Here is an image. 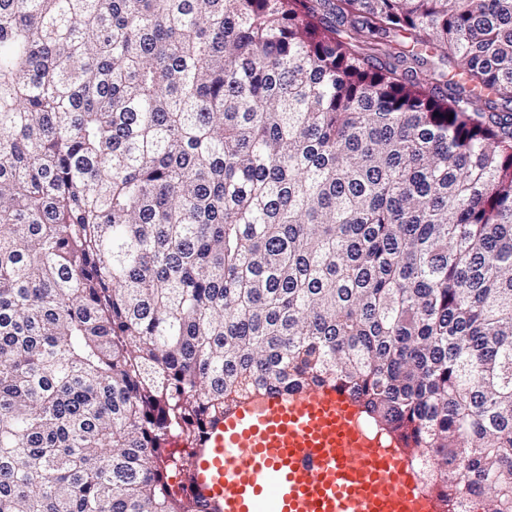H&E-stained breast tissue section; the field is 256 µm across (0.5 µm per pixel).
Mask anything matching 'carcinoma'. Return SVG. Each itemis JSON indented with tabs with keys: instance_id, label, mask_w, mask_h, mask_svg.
<instances>
[{
	"instance_id": "1",
	"label": "carcinoma",
	"mask_w": 512,
	"mask_h": 512,
	"mask_svg": "<svg viewBox=\"0 0 512 512\" xmlns=\"http://www.w3.org/2000/svg\"><path fill=\"white\" fill-rule=\"evenodd\" d=\"M323 387L512 512V0H0V512Z\"/></svg>"
}]
</instances>
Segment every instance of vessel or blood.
<instances>
[{
    "mask_svg": "<svg viewBox=\"0 0 512 512\" xmlns=\"http://www.w3.org/2000/svg\"><path fill=\"white\" fill-rule=\"evenodd\" d=\"M192 463L206 512H437L394 445L332 388L239 407Z\"/></svg>",
    "mask_w": 512,
    "mask_h": 512,
    "instance_id": "1",
    "label": "vessel or blood"
}]
</instances>
